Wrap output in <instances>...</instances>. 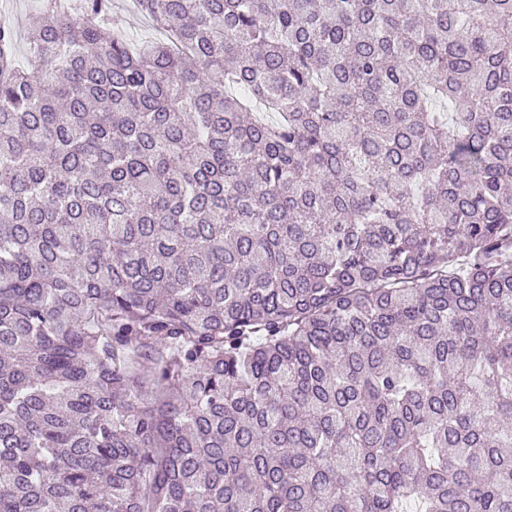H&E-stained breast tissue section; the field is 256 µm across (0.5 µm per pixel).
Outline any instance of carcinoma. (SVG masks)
Instances as JSON below:
<instances>
[{
  "label": "carcinoma",
  "mask_w": 512,
  "mask_h": 512,
  "mask_svg": "<svg viewBox=\"0 0 512 512\" xmlns=\"http://www.w3.org/2000/svg\"><path fill=\"white\" fill-rule=\"evenodd\" d=\"M134 2L0 23V512H512V0ZM107 14L133 38L154 35L145 17L137 10L133 0H106Z\"/></svg>",
  "instance_id": "obj_1"
}]
</instances>
